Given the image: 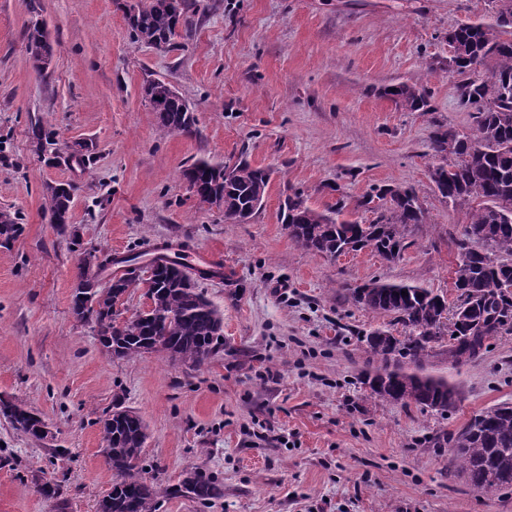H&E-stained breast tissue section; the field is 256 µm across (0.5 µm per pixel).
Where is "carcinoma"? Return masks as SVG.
I'll use <instances>...</instances> for the list:
<instances>
[{
	"instance_id": "obj_1",
	"label": "carcinoma",
	"mask_w": 512,
	"mask_h": 512,
	"mask_svg": "<svg viewBox=\"0 0 512 512\" xmlns=\"http://www.w3.org/2000/svg\"><path fill=\"white\" fill-rule=\"evenodd\" d=\"M175 11L169 0H126L123 12L132 44L168 49L177 39L193 34L196 0H183ZM492 21L463 24L448 33L451 59L461 108L471 113L467 132L434 124L430 149L441 163L430 172L441 197L448 203L471 205L470 219L458 242V260L453 288L458 305L469 314L450 315L444 296L420 285L391 283L380 279L353 290L356 303L393 319L410 329L401 340L392 332L376 329L366 337L367 351L378 366L364 372L370 394L382 401L430 408L446 413L460 401L458 388L442 377L411 370L420 365L431 344L443 335L453 343L448 358L462 363L480 354L486 341L512 332V0H489ZM31 67L45 72L52 61V48L43 21L26 28ZM488 66L483 75L476 67ZM411 112L430 111L425 89L401 83L390 90ZM144 102L156 114L165 133L195 131L196 118L188 101L162 80L149 79L142 86ZM58 141L41 129L33 131L34 151L52 158L63 157L87 173L90 157ZM187 189L200 205L224 209V220L249 221L261 208L270 173L242 158L233 175L224 177V166L199 158L182 170ZM73 184L46 188L45 209L49 221L67 231L73 199ZM375 219L369 224L340 219L342 201L319 212L307 205L304 194L294 191L280 207L281 222L302 248L329 258L350 251L369 249L383 260L394 262L406 249L411 227L426 221L416 191L403 184L373 189L362 201ZM23 232L15 214L0 211V243L10 244ZM187 245L166 244L149 250L129 251L114 257L88 254L79 264L71 294V312L91 320L104 337L108 353L119 359L141 358L153 352L166 353L169 361L190 370L200 368L214 354L224 330L221 311L199 290L198 280L232 282L224 265L214 262L197 268L186 260ZM155 266L147 285L140 276L142 262ZM146 289L148 309L128 318L118 309L126 295ZM407 295H401V292ZM0 417L30 439L44 440L43 418L18 399L0 397ZM106 448L107 463L115 473L112 490L97 506V512H158L160 490L139 466L146 427L135 412L115 407L98 419ZM455 470L475 490L492 495L512 489V404L503 403L475 415L451 438ZM173 496L199 502L217 496L218 485L197 469L183 472L178 484L166 489Z\"/></svg>"
}]
</instances>
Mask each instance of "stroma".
<instances>
[{
    "label": "stroma",
    "mask_w": 512,
    "mask_h": 512,
    "mask_svg": "<svg viewBox=\"0 0 512 512\" xmlns=\"http://www.w3.org/2000/svg\"><path fill=\"white\" fill-rule=\"evenodd\" d=\"M192 37L176 50L134 46L116 0H0V209L23 233L0 247V395L46 420L35 442L0 418V512H96L114 475L97 425L121 406L147 425L146 476L177 484L185 469L215 481L200 504L167 496L159 512H512V491L487 496L457 476L449 444L474 415L512 403V334L461 364L442 336L422 360L456 384L442 414L371 396L365 335L406 329L355 304L375 279L417 283L455 302L453 268L469 206L444 202L430 178L434 123L469 130L449 65L448 33L488 21V0H198ZM45 22L47 73L30 66L25 30ZM169 82L195 108L193 135L161 134L141 94ZM408 83L429 113L389 95ZM89 144L91 175L36 154L34 126ZM247 156L270 170L260 211L246 224L199 206L181 178L195 158ZM75 186L62 234L42 211L49 185ZM413 186L425 224L399 260L370 250L335 259L290 238L284 189L343 217L375 215L372 188ZM166 241L223 263L234 285L199 288L224 313V339L200 369L164 354H105L93 324L71 313L84 252L123 255ZM61 499L42 496V479Z\"/></svg>",
    "instance_id": "1"
}]
</instances>
